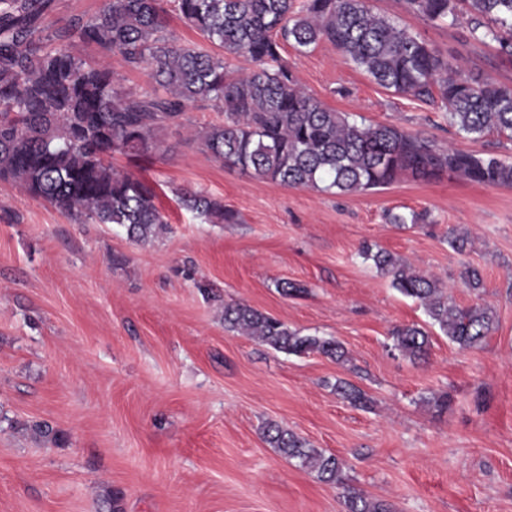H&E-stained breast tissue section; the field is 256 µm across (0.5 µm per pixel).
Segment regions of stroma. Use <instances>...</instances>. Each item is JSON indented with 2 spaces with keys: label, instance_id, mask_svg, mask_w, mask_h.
<instances>
[{
  "label": "stroma",
  "instance_id": "1",
  "mask_svg": "<svg viewBox=\"0 0 512 512\" xmlns=\"http://www.w3.org/2000/svg\"><path fill=\"white\" fill-rule=\"evenodd\" d=\"M371 4L463 69L512 84V57L463 43L468 15L428 22L401 0ZM280 56L351 120L512 161V140L459 132L446 105L377 85L328 41L304 52L284 43ZM223 121L201 99L161 131L164 153L113 156L168 219L148 244L0 186V512H107L110 491L121 512H346L348 488L393 512H512V188L448 176L346 195L286 187L191 141ZM182 189L223 201L236 223L186 211ZM412 212L421 222L388 219ZM452 231L467 234L464 254L448 246ZM366 245L440 278L457 306L489 304L495 328L469 350L436 331L428 362L402 356L393 328L429 319L362 257ZM468 266L481 291L465 286ZM281 281L300 293L282 295ZM228 304L335 339L346 357L288 355L228 331ZM340 380L367 407L343 400ZM35 422L68 444L21 431ZM268 422L338 456L344 486L271 448Z\"/></svg>",
  "mask_w": 512,
  "mask_h": 512
}]
</instances>
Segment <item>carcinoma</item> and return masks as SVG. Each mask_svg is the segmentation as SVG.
Wrapping results in <instances>:
<instances>
[{
  "mask_svg": "<svg viewBox=\"0 0 512 512\" xmlns=\"http://www.w3.org/2000/svg\"><path fill=\"white\" fill-rule=\"evenodd\" d=\"M52 0H0V184L20 186L60 211L119 224L128 237L149 243L167 220L153 188L121 172L119 153L148 158L161 151L156 132L177 122L200 98L224 112V123L192 135L214 158L282 186L350 194L385 188L406 176L430 182L444 174L490 187L512 188V162L442 148L390 124L349 122L302 90L281 63L280 43L301 50L321 40L380 86L421 102L437 100L466 135L497 132L512 139V86L473 76L396 20L373 11L369 0H102L87 19L63 26L49 19ZM425 21L470 16V37L493 42L512 56V0H404ZM223 50L246 56L239 75L224 56L168 36L169 12ZM90 46L97 58L76 54ZM130 70L146 69L164 89L121 92L112 54ZM182 206L210 224H232L236 213L200 192L180 193ZM392 278V287L419 302L442 335L467 350L478 347L496 315L483 303L458 307L443 283L388 251H361ZM224 326L293 355L318 353L336 361L343 346L302 336L250 306H224ZM392 347L413 362L428 357L430 334L417 325L397 327ZM351 404L367 399L340 382ZM30 430L56 445L66 436L46 423ZM266 442L327 483H342V462L292 431L269 422ZM347 512H391L390 506L347 492Z\"/></svg>",
  "mask_w": 512,
  "mask_h": 512,
  "instance_id": "carcinoma-1",
  "label": "carcinoma"
}]
</instances>
